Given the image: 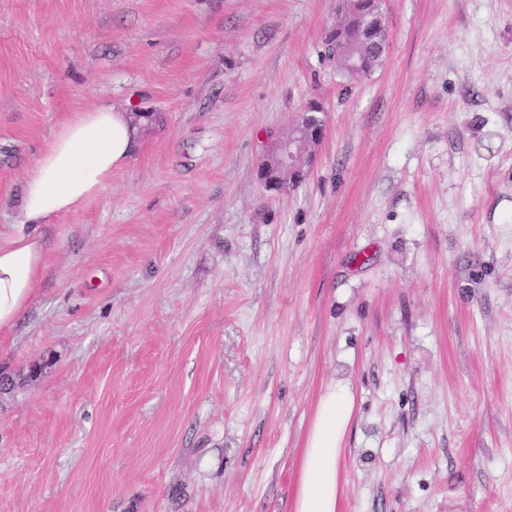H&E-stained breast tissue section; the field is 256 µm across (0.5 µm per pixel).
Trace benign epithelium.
Segmentation results:
<instances>
[{
	"label": "benign epithelium",
	"instance_id": "1",
	"mask_svg": "<svg viewBox=\"0 0 512 512\" xmlns=\"http://www.w3.org/2000/svg\"><path fill=\"white\" fill-rule=\"evenodd\" d=\"M315 108L302 112L291 133L273 142L259 166V177L265 188L284 190L299 181L312 162L321 143L319 121L311 115Z\"/></svg>",
	"mask_w": 512,
	"mask_h": 512
}]
</instances>
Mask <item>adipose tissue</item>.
<instances>
[{
	"instance_id": "obj_1",
	"label": "adipose tissue",
	"mask_w": 512,
	"mask_h": 512,
	"mask_svg": "<svg viewBox=\"0 0 512 512\" xmlns=\"http://www.w3.org/2000/svg\"><path fill=\"white\" fill-rule=\"evenodd\" d=\"M136 147L130 115L108 105L72 113L58 125L26 172L18 223L0 237V332L15 327L35 296L45 263L43 225L99 195ZM354 409L350 380H331L319 394L293 512H339L346 487L340 461Z\"/></svg>"
}]
</instances>
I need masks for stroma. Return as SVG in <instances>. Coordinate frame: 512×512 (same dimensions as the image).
I'll list each match as a JSON object with an SVG mask.
<instances>
[{
  "mask_svg": "<svg viewBox=\"0 0 512 512\" xmlns=\"http://www.w3.org/2000/svg\"><path fill=\"white\" fill-rule=\"evenodd\" d=\"M341 5L0 0V225L70 113L156 118L0 333V512H292L335 378L341 512H512V0H384L349 86ZM312 103L308 176L266 190ZM338 37V33L333 32L329 35L325 44L328 47V51L332 50L333 53L335 52L334 47L339 48L340 52L336 55V63L340 69L339 74L342 75L343 78L348 82H355L367 76L380 63L384 52L381 51L379 42L385 41L386 37L383 39V41L381 40L378 42H371L368 46H366L362 55V58L366 60V67L362 72L359 73L356 72L360 71L361 69V60L358 56L350 54L352 52H356L359 46H337L336 41ZM348 55L350 61L349 66L353 71L356 72H353L346 64V56ZM360 74L363 76L356 78V76Z\"/></svg>",
  "mask_w": 512,
  "mask_h": 512,
  "instance_id": "obj_1",
  "label": "stroma"
}]
</instances>
